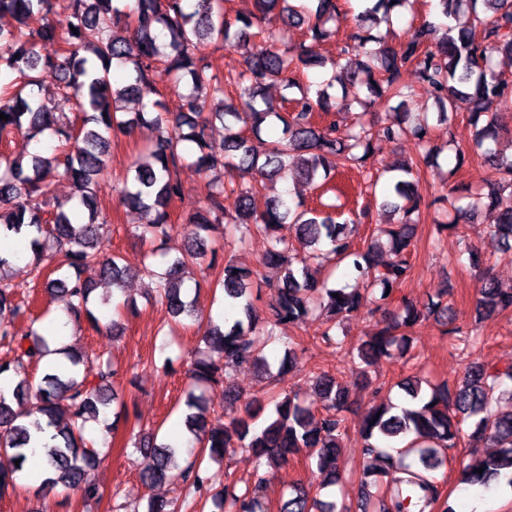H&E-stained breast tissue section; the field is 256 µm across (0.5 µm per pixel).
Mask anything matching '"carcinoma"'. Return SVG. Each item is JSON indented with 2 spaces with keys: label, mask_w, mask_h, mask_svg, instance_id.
I'll return each instance as SVG.
<instances>
[{
  "label": "carcinoma",
  "mask_w": 512,
  "mask_h": 512,
  "mask_svg": "<svg viewBox=\"0 0 512 512\" xmlns=\"http://www.w3.org/2000/svg\"><path fill=\"white\" fill-rule=\"evenodd\" d=\"M412 7V0H371L353 17L351 37L364 49L365 59L343 51L331 63V75L317 85L299 84L300 68L324 66L317 45L334 33L333 25L346 17L339 0H309L299 8L291 0H256L257 14L231 17L224 0H67L69 25L59 33L49 22L53 0H0V16L8 14L15 25L0 28V235L29 237L31 271L43 279L46 292L77 322L87 316L93 327L98 320L88 308L95 284L81 276L85 267L96 266L101 277L122 288L131 275L120 265L121 257L108 256L104 224L108 220L95 207L100 182H112L122 203L152 215L135 229V236L150 244L146 258L169 254L168 244L183 238V248L159 272L145 266L154 279V292L176 320L201 323L194 306L181 296L183 274L193 266H207L215 285L222 289L229 310L224 324L210 326L203 334L209 353L194 358L190 379L224 388V400L234 398L230 373L241 366H269L266 349L281 326L303 325L319 311L329 322L320 339L360 361L361 372L381 358L402 357L412 349L411 330L432 315L443 314L445 291L425 303H395L393 290L413 272L410 247L414 234L412 215L420 214L423 196L419 185V162L403 161L374 175L365 170V160L378 141L415 140L424 150L423 161L439 166L444 151L432 144L435 125L448 122L460 101L469 104V123L475 128L474 145L492 179L483 185L462 186L463 194L448 190L446 200L455 217L435 222L436 236L454 232L459 221L480 214L488 218L491 242L512 248V153L499 148L503 123L493 111L494 102L512 94V82L495 69V56L512 55V0H436L440 13L450 19L467 11L471 21L455 25L424 22L409 31L394 47L387 35L368 25L383 20L392 24L397 8ZM125 22L131 38L112 35L117 21ZM304 25L303 39L295 46L282 36L279 25ZM46 43L57 45L42 53ZM209 44H220L240 53L241 67L232 74L235 100L224 92V71L203 53ZM415 66L418 83L439 106L436 119L423 112L411 120L405 111L414 88L401 79L402 68ZM124 72L125 84L114 86L112 65ZM56 78L57 93L75 101V114L54 112L45 103L42 78ZM190 88L178 93L177 112L167 111L157 88L162 81ZM276 81L298 95L281 103L263 94L266 82ZM353 90L345 108L355 111L354 121L340 126L319 119L336 111L330 90ZM378 99L395 103L390 118L379 124L368 118V108ZM219 121L224 131V152L210 149L206 127ZM148 124L157 137L145 154L120 172L112 168V136L126 134L133 126ZM28 140L45 139L44 149L28 158L15 155L8 145L15 135ZM192 166L212 175L207 183L204 206L177 223L172 203L180 194V171ZM238 169L255 173L253 184L234 179ZM356 170L376 188L385 183L384 206L400 215L398 222L364 238L358 244L359 227L366 213H348L336 221L335 206L304 209L287 196L254 205L259 188L273 180H292L321 188L332 176ZM70 182L73 198L87 209V219L74 221L65 204H51L57 181ZM466 205H460L461 200ZM231 224L240 240L252 236L266 239L262 264L283 269L279 282L270 286L262 313L252 304V270L226 264L218 268L207 259L205 234L218 224ZM283 224L297 230V244L278 236ZM13 265L11 256L0 254V343L11 358L0 363V375H20L24 368L40 363L49 353L47 337L37 330L18 338L14 322L29 310L15 301L13 285L5 275ZM338 297H333V294ZM371 304L384 314L383 326L370 339L349 348L334 332ZM512 311V286L503 288L492 277L483 279L478 291V315ZM301 343L288 337L277 377L297 367ZM70 366L43 375L37 390L19 379L8 399L0 394V453L19 461V466H0V497L16 488L15 473L27 462L24 453L32 431H52V445L45 447L44 489L61 484L81 493L84 502L99 499L96 485L86 479L99 452L85 447L83 431L90 418L112 409L108 431L118 423L137 432L139 451L154 457L140 474L147 487L175 483L186 489L185 504L197 506L209 482L205 461L218 462L238 448L252 452L257 466L279 468L304 451L323 474L320 488L342 483L337 469L338 448L346 430L349 392L336 376L323 371L312 377L319 408L304 403L293 391L273 389L274 414L262 425L266 404L247 403L243 414L219 426H209L194 391L187 394L186 440L190 456L186 466L175 462V446L156 442L125 403L116 400L117 367L93 352L66 353ZM98 362L93 378L79 374V366ZM417 378L399 387L420 405L393 414L389 402L374 408L363 424L368 463L357 477L358 510L369 512L378 502V512H434L440 499L438 485L427 473L448 463V451L465 443L466 437L484 440L493 448L478 464L467 466L461 480L486 486L507 480L512 485V412L499 413L494 404L512 400V367L503 370H470L454 389L426 382L424 393ZM484 468L482 473L476 469ZM265 477L253 486L238 488L229 480L213 497L219 512H262L260 494ZM318 501L301 486H294L287 512H313Z\"/></svg>",
  "instance_id": "carcinoma-1"
}]
</instances>
